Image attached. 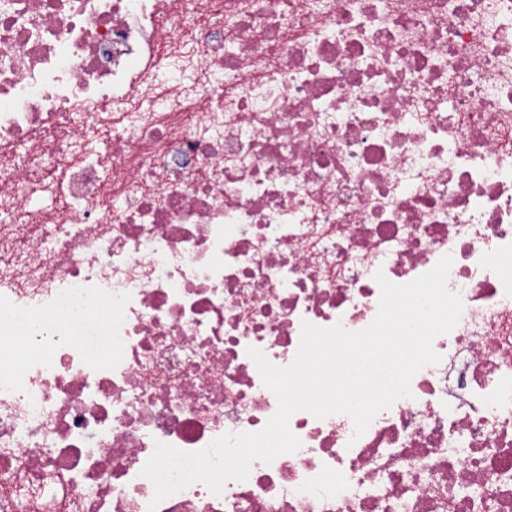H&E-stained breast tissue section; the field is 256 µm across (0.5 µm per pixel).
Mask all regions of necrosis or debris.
<instances>
[{"mask_svg": "<svg viewBox=\"0 0 512 512\" xmlns=\"http://www.w3.org/2000/svg\"><path fill=\"white\" fill-rule=\"evenodd\" d=\"M447 254L411 397L150 510L156 442L276 412L247 348ZM511 257L512 0H0V512H512Z\"/></svg>", "mask_w": 512, "mask_h": 512, "instance_id": "necrosis-or-debris-1", "label": "necrosis or debris"}]
</instances>
